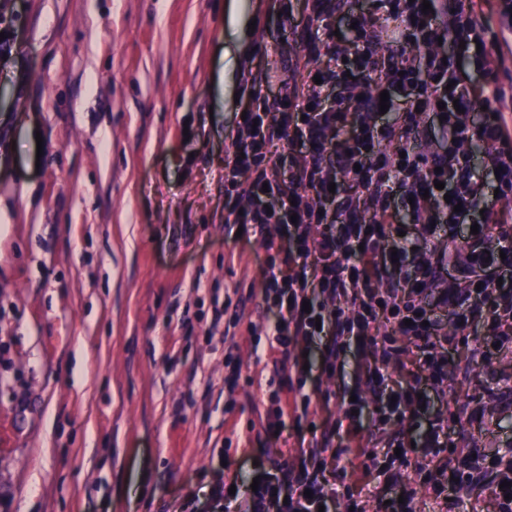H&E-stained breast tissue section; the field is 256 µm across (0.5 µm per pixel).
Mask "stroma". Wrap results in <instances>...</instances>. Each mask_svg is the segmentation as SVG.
I'll return each mask as SVG.
<instances>
[{
  "label": "stroma",
  "mask_w": 512,
  "mask_h": 512,
  "mask_svg": "<svg viewBox=\"0 0 512 512\" xmlns=\"http://www.w3.org/2000/svg\"><path fill=\"white\" fill-rule=\"evenodd\" d=\"M273 0H11L0 24V512H201L217 485L252 484L335 423L339 402L266 431L272 368L251 345L265 248L224 226V161L253 92L274 94L263 49L287 38ZM252 292L232 335L216 323ZM307 385L360 391L364 439L380 391L359 384L354 337ZM512 353L448 355L454 457L512 448Z\"/></svg>",
  "instance_id": "stroma-1"
}]
</instances>
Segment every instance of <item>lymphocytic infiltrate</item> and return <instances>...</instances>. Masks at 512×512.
<instances>
[{
	"instance_id": "obj_1",
	"label": "lymphocytic infiltrate",
	"mask_w": 512,
	"mask_h": 512,
	"mask_svg": "<svg viewBox=\"0 0 512 512\" xmlns=\"http://www.w3.org/2000/svg\"><path fill=\"white\" fill-rule=\"evenodd\" d=\"M430 11H423V2ZM341 0H306L307 22L292 28L288 67L296 71L324 57L320 82L286 84L238 119L224 172V221L259 236L269 254L261 305L274 322L255 355L275 354L279 388L288 404L269 412L267 430L307 418L299 340L318 342L327 373H335L344 337L353 336L370 357L359 377L383 388L374 411L385 423L417 420V388L393 381L390 367L428 374L447 394V350L466 343L471 323L486 335L475 351L482 359L512 349V124L503 105L512 100V75L504 67L505 31H512V0H501L504 31L487 26L458 0H370L372 26L357 23L336 38ZM353 59L338 67L339 41ZM474 61L460 72L457 54ZM486 109L473 123V88ZM402 89L409 106L382 120L380 94ZM447 135L445 152L424 150L423 119ZM477 141L495 173L497 194L470 164L462 141ZM288 147L278 167L271 156ZM444 189H436V182ZM476 224L465 246L441 245L448 226ZM402 286L385 289L381 281ZM310 310H303V303ZM448 311L451 332H441L430 305ZM342 418L308 445L283 454L276 474L257 488L212 490L208 512H318L335 502L337 482L325 477L324 452L349 458L360 441L363 399L342 397ZM384 453L370 452L365 468L374 480L359 495L377 512H409L414 490Z\"/></svg>"
}]
</instances>
